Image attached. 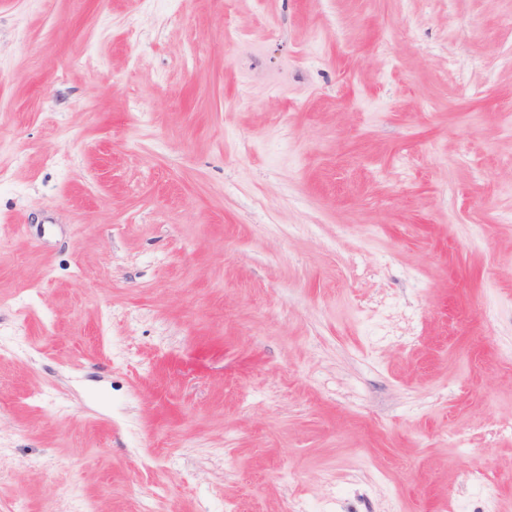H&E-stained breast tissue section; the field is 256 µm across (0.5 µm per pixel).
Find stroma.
<instances>
[{"instance_id":"1","label":"stroma","mask_w":512,"mask_h":512,"mask_svg":"<svg viewBox=\"0 0 512 512\" xmlns=\"http://www.w3.org/2000/svg\"><path fill=\"white\" fill-rule=\"evenodd\" d=\"M509 103L512 0H0V512H512Z\"/></svg>"}]
</instances>
